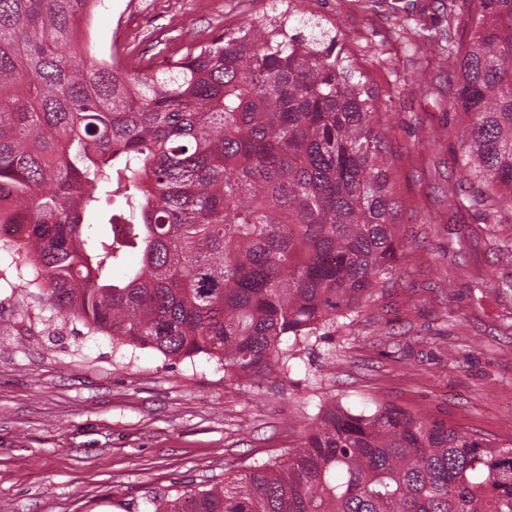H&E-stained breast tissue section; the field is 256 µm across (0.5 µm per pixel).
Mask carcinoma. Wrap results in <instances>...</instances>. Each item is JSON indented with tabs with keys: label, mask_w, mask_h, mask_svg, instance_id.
<instances>
[{
	"label": "carcinoma",
	"mask_w": 512,
	"mask_h": 512,
	"mask_svg": "<svg viewBox=\"0 0 512 512\" xmlns=\"http://www.w3.org/2000/svg\"><path fill=\"white\" fill-rule=\"evenodd\" d=\"M90 2L0 0V218L25 287L118 345L287 381L403 251L372 88L288 0L157 67L78 53ZM469 25L448 44L458 138L478 203L512 207V0ZM316 408L281 460L153 512H512V443L394 404Z\"/></svg>",
	"instance_id": "cac0c4a2"
}]
</instances>
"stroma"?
Returning <instances> with one entry per match:
<instances>
[{
    "instance_id": "35a3bbf8",
    "label": "stroma",
    "mask_w": 512,
    "mask_h": 512,
    "mask_svg": "<svg viewBox=\"0 0 512 512\" xmlns=\"http://www.w3.org/2000/svg\"><path fill=\"white\" fill-rule=\"evenodd\" d=\"M480 0H303L338 27L375 91L395 154L403 254L382 295L363 301L315 367L229 384L205 356L171 361L113 345L19 285L0 247V505L6 512H151L174 497L282 458L317 396L356 409L393 403L500 442L512 441V216L478 205L461 167L457 68L448 38L468 42ZM109 0L77 50L108 57L127 24L133 48L181 55L266 14L271 0ZM336 355L321 371L325 353Z\"/></svg>"
}]
</instances>
